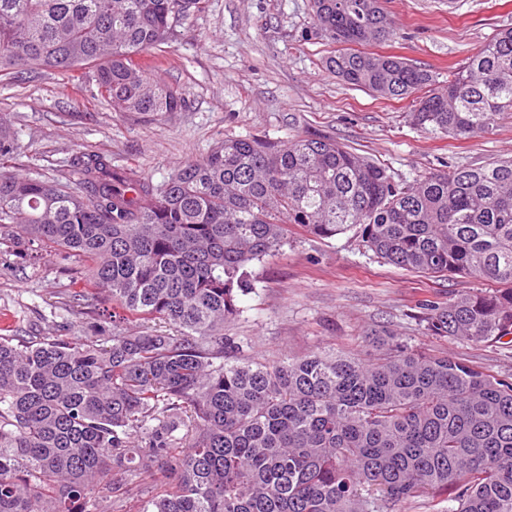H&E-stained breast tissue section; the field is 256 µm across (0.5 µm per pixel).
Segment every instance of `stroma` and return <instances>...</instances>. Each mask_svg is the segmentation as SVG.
<instances>
[{
    "instance_id": "stroma-1",
    "label": "stroma",
    "mask_w": 512,
    "mask_h": 512,
    "mask_svg": "<svg viewBox=\"0 0 512 512\" xmlns=\"http://www.w3.org/2000/svg\"><path fill=\"white\" fill-rule=\"evenodd\" d=\"M396 36L373 52L447 73L476 53L496 29L512 26V0H384ZM332 51L311 26L309 0H209L166 45L154 76L179 88L185 107L156 123L113 111L78 83L51 71L0 81V121L19 134L20 173L57 179L72 152L107 154L153 182L187 158L205 156L227 137L328 136L413 180L442 165L512 157V117L464 141L421 131L408 101L375 97L330 72ZM251 291L226 327L256 357L277 361L308 351L356 350L384 330L410 347L443 352L497 374H512V348L426 334L422 300L444 303L476 287L470 277L426 278L385 263L350 231L315 238L294 230L279 255L248 268ZM75 258L40 249L24 261L0 245V336L94 338L92 317L70 311L85 288Z\"/></svg>"
}]
</instances>
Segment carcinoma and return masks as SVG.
Listing matches in <instances>:
<instances>
[{
	"mask_svg": "<svg viewBox=\"0 0 512 512\" xmlns=\"http://www.w3.org/2000/svg\"><path fill=\"white\" fill-rule=\"evenodd\" d=\"M207 0H0V76L96 74L92 95L155 121L185 104L151 57ZM351 87L412 102L413 125L454 140L512 113V27L439 75L361 50L394 36L381 0H310ZM0 124V234L84 262L69 307L112 309L98 339L0 336V512H81L108 477L152 478L137 512H512V375L407 347L385 331L361 352L277 362L224 326L243 312L247 266L297 226L354 228L386 262L489 280L426 308L431 336L512 345V159L397 180L326 136L226 138L155 184L79 151L65 177L21 176ZM154 425H149V422ZM185 430L186 446L174 432ZM143 434V445L131 436Z\"/></svg>",
	"mask_w": 512,
	"mask_h": 512,
	"instance_id": "carcinoma-1",
	"label": "carcinoma"
}]
</instances>
